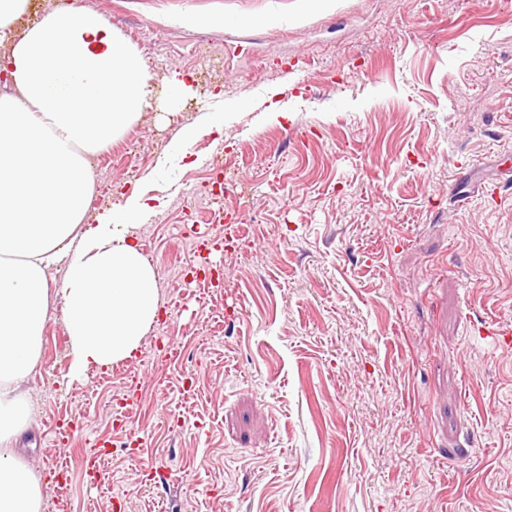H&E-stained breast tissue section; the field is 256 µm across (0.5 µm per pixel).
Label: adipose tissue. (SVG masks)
<instances>
[{
  "label": "adipose tissue",
  "mask_w": 512,
  "mask_h": 512,
  "mask_svg": "<svg viewBox=\"0 0 512 512\" xmlns=\"http://www.w3.org/2000/svg\"><path fill=\"white\" fill-rule=\"evenodd\" d=\"M27 0H0V512H42L46 475L11 446L30 424L46 324L65 325L81 377L134 358L156 320L159 288L135 235L147 205L87 214L88 155L111 147L149 109L195 94L163 81L97 13L66 8L26 20ZM65 262L59 286L51 264Z\"/></svg>",
  "instance_id": "adipose-tissue-1"
}]
</instances>
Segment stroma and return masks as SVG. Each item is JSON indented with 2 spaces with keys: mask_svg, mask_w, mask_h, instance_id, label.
<instances>
[{
  "mask_svg": "<svg viewBox=\"0 0 512 512\" xmlns=\"http://www.w3.org/2000/svg\"><path fill=\"white\" fill-rule=\"evenodd\" d=\"M296 2L87 0L197 95L94 174L105 207H152L161 313L78 380L47 323L24 442L45 512H512V350L473 331L512 330V0H336L299 24ZM199 249L221 283L183 277ZM91 447L107 484L76 460L53 481Z\"/></svg>",
  "mask_w": 512,
  "mask_h": 512,
  "instance_id": "1",
  "label": "stroma"
}]
</instances>
